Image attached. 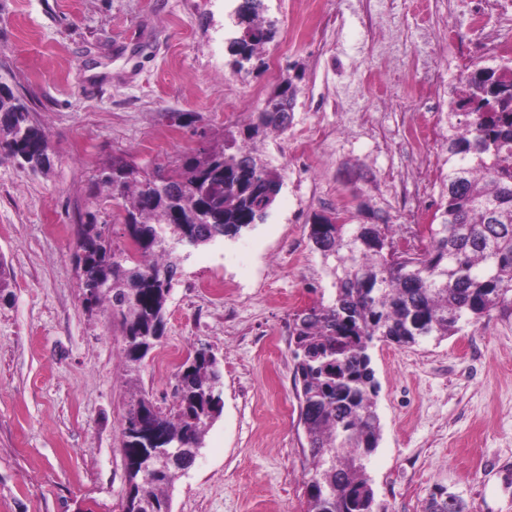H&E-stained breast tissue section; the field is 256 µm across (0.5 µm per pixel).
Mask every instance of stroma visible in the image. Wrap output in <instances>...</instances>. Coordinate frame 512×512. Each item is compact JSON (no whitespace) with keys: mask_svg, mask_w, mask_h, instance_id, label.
<instances>
[{"mask_svg":"<svg viewBox=\"0 0 512 512\" xmlns=\"http://www.w3.org/2000/svg\"><path fill=\"white\" fill-rule=\"evenodd\" d=\"M241 0H0V83L45 129L52 165L31 173L0 156V261L12 299L0 303V512H119L127 491L121 421L129 390L120 326L88 312L77 275L76 230L112 157L172 171L203 140L242 135L291 79L288 129L258 141L283 168L293 130L343 124L344 101L369 133L320 157L306 184L284 175L266 221L190 251L167 304V328L140 386L172 401L176 367L210 346L223 409L193 466L176 481L172 512H307L305 443L289 348L293 314L319 303L331 280L308 237L314 216L366 203L389 223L407 213L389 177L418 162L404 131L449 110L475 0H263L277 33L250 71L234 72L230 16ZM399 35L398 67L441 74L440 112L370 73V18ZM220 280L230 291L201 290ZM372 366L382 438L368 471L380 512H422L429 494H460L469 512H512V316L492 313L440 342L376 343Z\"/></svg>","mask_w":512,"mask_h":512,"instance_id":"obj_1","label":"stroma"}]
</instances>
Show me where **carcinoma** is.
<instances>
[{
  "mask_svg": "<svg viewBox=\"0 0 512 512\" xmlns=\"http://www.w3.org/2000/svg\"><path fill=\"white\" fill-rule=\"evenodd\" d=\"M233 57L255 58L275 34L260 16L262 0H243ZM447 115L448 173L420 251L389 253L399 243L391 224H353L340 212L313 217L308 236L333 291L296 311L291 351L294 388L308 455L307 512H376L367 467L381 437L379 383L371 350L378 342L411 348L453 336L496 311L512 315V64L483 80L460 78ZM282 130L263 107L244 139L186 155L181 167L149 173L121 157L104 168L102 189L119 196L125 246L95 212L79 225L76 264L104 289L89 311L109 304L120 318L125 383L122 418L128 491L126 512H168L179 469L191 467L221 415L218 362L202 345L179 366L172 406L141 390L145 359L165 334L167 303L182 260L179 250L233 239L274 204L282 176L255 145ZM49 140L29 109L0 85V148L30 171L51 167ZM183 449L180 467L143 476L145 456ZM423 512H467L459 496L430 493Z\"/></svg>",
  "mask_w": 512,
  "mask_h": 512,
  "instance_id": "cac0c4a2",
  "label": "carcinoma"
}]
</instances>
